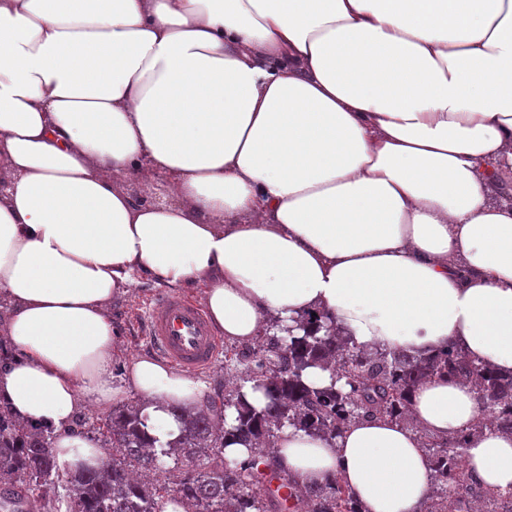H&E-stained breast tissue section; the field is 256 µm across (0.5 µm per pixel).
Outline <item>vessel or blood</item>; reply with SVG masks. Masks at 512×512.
<instances>
[{
	"mask_svg": "<svg viewBox=\"0 0 512 512\" xmlns=\"http://www.w3.org/2000/svg\"><path fill=\"white\" fill-rule=\"evenodd\" d=\"M140 323L153 354L173 367L201 372L223 351L202 306L190 297L171 292L154 295Z\"/></svg>",
	"mask_w": 512,
	"mask_h": 512,
	"instance_id": "b4317fda",
	"label": "vessel or blood"
}]
</instances>
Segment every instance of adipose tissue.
<instances>
[{"mask_svg": "<svg viewBox=\"0 0 512 512\" xmlns=\"http://www.w3.org/2000/svg\"><path fill=\"white\" fill-rule=\"evenodd\" d=\"M160 175L168 201L136 203ZM0 180V401L53 430L61 470L103 455L70 424L119 396L109 305L139 272L203 288L231 341L323 309L358 345L454 340L512 372V0H0ZM127 382L159 452L206 391L147 356ZM409 410L445 438L479 404L438 377ZM274 457L362 512L431 488L389 420L286 427ZM465 458L512 492V435Z\"/></svg>", "mask_w": 512, "mask_h": 512, "instance_id": "adipose-tissue-1", "label": "adipose tissue"}]
</instances>
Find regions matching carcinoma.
Instances as JSON below:
<instances>
[{
	"mask_svg": "<svg viewBox=\"0 0 512 512\" xmlns=\"http://www.w3.org/2000/svg\"><path fill=\"white\" fill-rule=\"evenodd\" d=\"M292 336L264 335L226 359L239 369L235 384L187 416L181 437L167 452L180 463L201 459L206 466L188 469L177 481L157 476L158 458L139 408L123 405L92 421L90 432L105 456L97 467L61 471L53 434L17 418L0 404V477L21 486L30 512H164L180 500L191 512H279L280 497L266 488L276 479L288 490L291 512H361L334 474L318 485H304L258 453L243 461L224 458L231 438L246 446H272L285 426L334 439L359 418L403 422L414 389L446 376L471 386L481 409L468 431L452 440L423 436L432 469V488L420 512H512L507 499L486 488L465 465L468 437L483 431L512 434V373L505 375L471 358L450 340L426 357L387 348H366L336 332L323 311L305 314ZM335 366L345 387H311L302 380L309 368ZM246 383L263 392L258 409L241 394ZM234 408V423L225 412ZM53 495L46 496L47 490Z\"/></svg>",
	"mask_w": 512,
	"mask_h": 512,
	"instance_id": "1",
	"label": "carcinoma"
}]
</instances>
